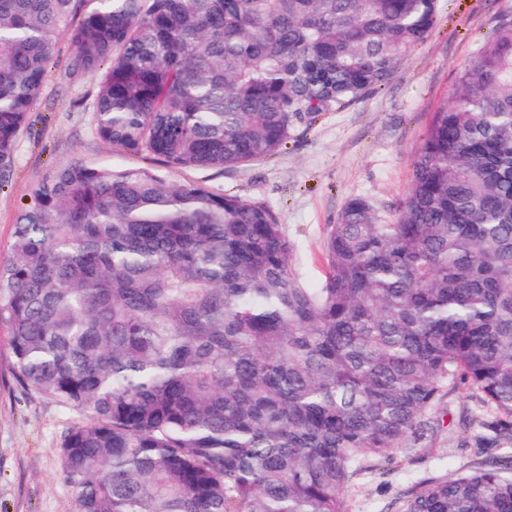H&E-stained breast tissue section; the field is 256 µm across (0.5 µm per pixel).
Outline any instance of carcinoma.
Segmentation results:
<instances>
[{"label":"carcinoma","instance_id":"obj_1","mask_svg":"<svg viewBox=\"0 0 512 512\" xmlns=\"http://www.w3.org/2000/svg\"><path fill=\"white\" fill-rule=\"evenodd\" d=\"M438 0H0V173L59 39L97 78L95 132L147 164L70 162L30 189L0 262L18 381L83 420L77 512H345L369 457L421 444L463 384L512 434V14L434 113L385 222L349 200L324 282L263 204L166 180L278 153L387 84ZM406 512H512L481 465Z\"/></svg>","mask_w":512,"mask_h":512}]
</instances>
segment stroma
I'll return each mask as SVG.
<instances>
[{
  "mask_svg": "<svg viewBox=\"0 0 512 512\" xmlns=\"http://www.w3.org/2000/svg\"><path fill=\"white\" fill-rule=\"evenodd\" d=\"M512 0H439L431 35L416 46L393 79L314 123L296 124L283 149L247 165L207 172L172 171L174 182L264 202L296 245L293 267L311 285L324 277L323 239L346 202L367 200L391 220L411 179L413 161L433 113L449 100L459 72L493 32ZM68 42L47 68L45 84L11 168L0 176V260L7 259L17 217L31 186L59 165L79 161L136 168L141 156L111 148L96 135L94 78L64 79ZM475 391L448 393L435 412L437 429L393 459L370 467L345 489L347 512H405L417 489L479 463L512 461V442L469 427ZM16 379L7 333L0 329V512H77L72 489L60 477L59 442L77 423Z\"/></svg>",
  "mask_w": 512,
  "mask_h": 512,
  "instance_id": "35a3bbf8",
  "label": "stroma"
}]
</instances>
